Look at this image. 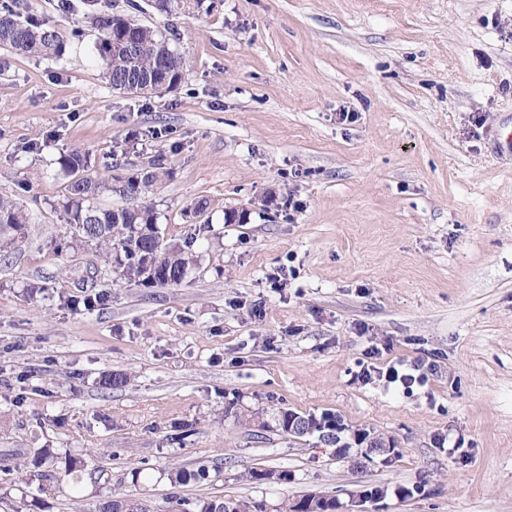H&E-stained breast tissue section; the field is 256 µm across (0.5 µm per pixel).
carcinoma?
Here are the masks:
<instances>
[{
  "mask_svg": "<svg viewBox=\"0 0 512 512\" xmlns=\"http://www.w3.org/2000/svg\"><path fill=\"white\" fill-rule=\"evenodd\" d=\"M201 0H154V7L170 14L186 8L199 7ZM84 18L97 31L95 51L103 62L106 84L123 93L144 89L157 93L171 90L185 82L186 62L170 46V38L135 21L129 15L110 11L109 0H81ZM0 47L16 54L44 60L63 57L66 46L59 33L51 26L21 18L16 0H0ZM66 185L60 203L64 220L70 227V242L78 244H112L116 251L115 265L118 275L136 285L175 287L180 285L193 265L194 238L181 243H166L160 232L158 214L153 204L141 200L153 187L171 177L161 156L148 163L152 176L147 179L142 170L130 176L102 174L89 151L73 148L58 158ZM115 194L127 204L121 207H102L95 204L103 194ZM29 212L25 205L0 198V249H8L26 235ZM158 263L153 278H148L146 260ZM309 423L311 434L323 439V432L331 424H339L335 414L324 412L319 416L301 414L283 409L277 412L278 429L288 433L293 419ZM208 477V468L200 465L194 470L177 469L169 474L174 484L201 482ZM336 512V499L306 495L301 499L280 504L279 512ZM263 501L224 499L222 501L179 502V512H265ZM99 512H148L138 498L129 495L114 496L99 505Z\"/></svg>",
  "mask_w": 512,
  "mask_h": 512,
  "instance_id": "carcinoma-1",
  "label": "carcinoma"
}]
</instances>
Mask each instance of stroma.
I'll return each instance as SVG.
<instances>
[{
  "instance_id": "1",
  "label": "stroma",
  "mask_w": 512,
  "mask_h": 512,
  "mask_svg": "<svg viewBox=\"0 0 512 512\" xmlns=\"http://www.w3.org/2000/svg\"><path fill=\"white\" fill-rule=\"evenodd\" d=\"M138 2L112 10L170 34L176 89L106 85L80 0H23L63 59L0 48V197L30 212L0 255V512H96L117 493L151 512L310 493L337 512H512V154L489 139L512 116V0ZM74 147L123 175L163 156V238L196 237L180 286L127 284L104 247L58 250L57 160ZM200 198L205 227L187 211ZM99 291L91 310L64 301ZM419 359L432 372L409 391L360 377ZM111 373L128 384L103 390ZM280 407L396 453L255 442L253 413ZM36 448L84 468L38 480ZM202 461L208 481L172 487ZM256 469L291 479L246 480Z\"/></svg>"
}]
</instances>
